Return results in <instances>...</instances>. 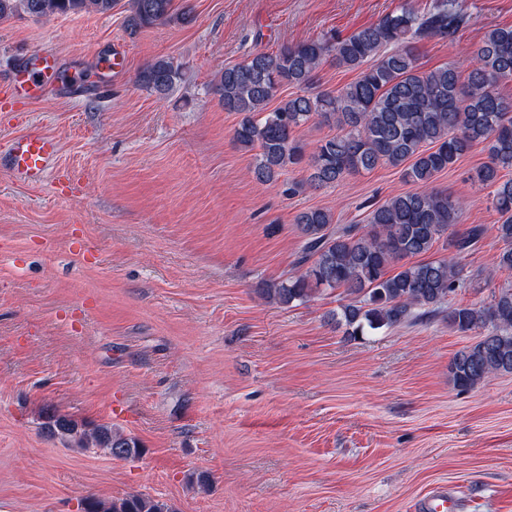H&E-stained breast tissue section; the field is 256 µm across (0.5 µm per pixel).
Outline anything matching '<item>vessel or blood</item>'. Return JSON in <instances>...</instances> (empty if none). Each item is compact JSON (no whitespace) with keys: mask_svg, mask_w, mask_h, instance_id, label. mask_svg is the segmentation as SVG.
I'll return each mask as SVG.
<instances>
[{"mask_svg":"<svg viewBox=\"0 0 512 512\" xmlns=\"http://www.w3.org/2000/svg\"><path fill=\"white\" fill-rule=\"evenodd\" d=\"M51 69L47 56H27L19 68L26 90L34 92L40 89L50 79ZM57 153V142L33 128L12 140L0 154L4 155L17 178L36 181L48 174Z\"/></svg>","mask_w":512,"mask_h":512,"instance_id":"1","label":"vessel or blood"}]
</instances>
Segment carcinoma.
I'll use <instances>...</instances> for the list:
<instances>
[{"label": "carcinoma", "instance_id": "carcinoma-1", "mask_svg": "<svg viewBox=\"0 0 512 512\" xmlns=\"http://www.w3.org/2000/svg\"><path fill=\"white\" fill-rule=\"evenodd\" d=\"M118 0H0V20L21 14L37 18L96 12L108 14ZM126 27L141 29L171 21H189L174 12L173 0H128ZM467 17L451 0H438L421 13L404 0L401 7L361 30L340 37L328 31L317 39L283 45L275 52L256 50L243 62L224 68L214 92L224 111L238 115L233 138L254 152L251 173L259 184L275 181L288 168L306 164L309 175L288 191L336 186L346 176L388 165L403 168L415 188L389 197L373 208L365 224H333L327 208L298 213L302 238L296 274L266 289L279 304L309 301L320 288L341 289L350 302L336 320L346 333L398 326L441 312L448 297L462 287L459 260L474 251L485 229L473 224L462 233L461 207L448 192L433 186L435 177L474 146L484 145L489 161L473 179L491 188L490 202L500 215L502 243L496 269L512 272V97L497 87L512 81V26L486 32L480 45L463 58L434 70H420L414 44L455 40ZM332 63L359 71L339 93L313 92L319 69ZM468 72L467 83L460 81ZM180 64L158 58L138 81L166 96L183 79ZM284 86L300 93L268 105ZM311 121L338 133L319 141L311 153L296 137ZM442 243L448 254L414 261ZM448 324L480 339L458 351L448 367L453 384L472 389L492 377L512 374V285L499 289L483 307H448ZM44 428L72 439L82 448H100L113 458L119 449L142 453L139 443L106 425L80 427L66 415L45 409ZM84 512H173L159 500L132 495L119 503L89 497Z\"/></svg>", "mask_w": 512, "mask_h": 512}]
</instances>
